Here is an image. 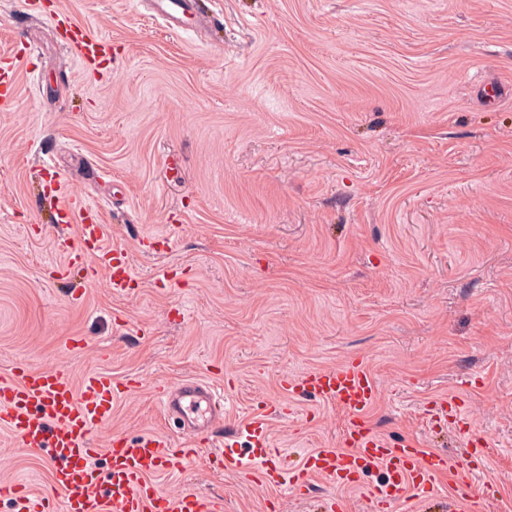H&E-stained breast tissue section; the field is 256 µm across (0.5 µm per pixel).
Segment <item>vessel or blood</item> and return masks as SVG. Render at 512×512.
I'll use <instances>...</instances> for the list:
<instances>
[{
  "label": "vessel or blood",
  "mask_w": 512,
  "mask_h": 512,
  "mask_svg": "<svg viewBox=\"0 0 512 512\" xmlns=\"http://www.w3.org/2000/svg\"><path fill=\"white\" fill-rule=\"evenodd\" d=\"M154 12L167 25L184 29L200 13L198 0H151ZM54 23L66 34V44L82 68L98 66L107 56L104 45L66 16ZM56 207L63 223L76 224L77 247L67 248V263L83 262L88 277L109 273L113 295L135 293L138 281L129 256L120 247L105 248L108 227L98 212L79 199L57 194ZM288 392L311 394L340 407L346 414L342 439L346 451L321 448L307 453L301 465L290 464L271 448L265 416H257L245 431L257 467L244 466L232 445L219 447L225 468L254 477L269 487L299 490L310 478L321 477L336 486L361 483L362 476L380 468L384 479L370 488L369 496L384 503L414 490L425 498L437 497L440 479L450 482L448 512H472L477 496L493 493V484H476L471 460H456L407 439L390 444L365 421L366 411L376 402L378 385L370 369L351 361L342 366L309 371L282 380ZM134 380L118 382L107 374L85 376L73 383L57 367L35 369L16 363L0 376V428L11 432L26 448L46 451L51 482L62 498L61 512H224V502L189 489L171 496L161 492L150 476L161 470L183 468L191 451L173 447L164 436L142 434L135 438L113 437L103 453L111 460L108 473H101L93 448L95 428L112 416V408ZM164 420L176 421L186 435H209L224 424V395L199 379L162 384L155 389ZM461 405L452 398L434 400L433 418L448 422L461 416ZM0 498L10 501L14 512H52L48 498L30 492L19 483L0 482Z\"/></svg>",
  "instance_id": "b4317fda"
}]
</instances>
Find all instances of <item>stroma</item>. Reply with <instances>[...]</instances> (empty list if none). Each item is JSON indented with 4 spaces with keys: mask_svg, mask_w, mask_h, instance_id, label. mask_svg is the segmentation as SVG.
Here are the masks:
<instances>
[{
    "mask_svg": "<svg viewBox=\"0 0 512 512\" xmlns=\"http://www.w3.org/2000/svg\"><path fill=\"white\" fill-rule=\"evenodd\" d=\"M201 2L203 36L137 0H0V58L18 59L0 106V373L137 379L94 432L104 471L116 435L186 447L155 387L187 376L223 386L228 426L291 405L269 430L293 461L341 447L343 411L281 380L361 358L380 386L370 427L455 458L479 431L475 479L497 493L475 512H512V0ZM57 9L111 42L108 72L75 64ZM44 161L100 206L137 294L65 268L57 240L77 227L57 223ZM164 234L167 253L140 252ZM74 336L81 351L65 348ZM440 396L465 402L468 425L427 423ZM194 445L152 480L224 512H321L332 495L346 512H443L448 494L370 504L379 469L358 487L273 489ZM1 480L56 496L45 451L0 429Z\"/></svg>",
    "mask_w": 512,
    "mask_h": 512,
    "instance_id": "stroma-1",
    "label": "stroma"
}]
</instances>
